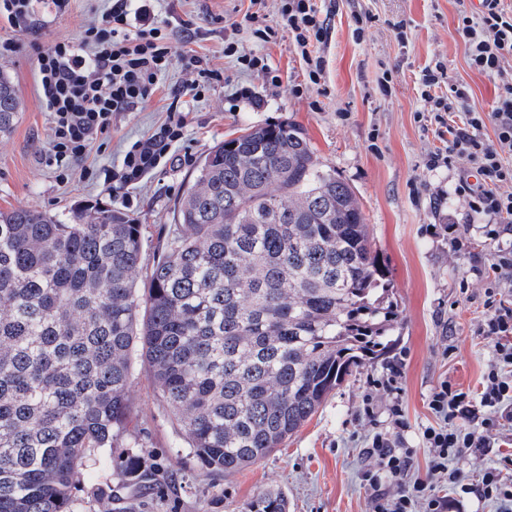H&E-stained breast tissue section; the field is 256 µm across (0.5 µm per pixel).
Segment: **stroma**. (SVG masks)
I'll return each mask as SVG.
<instances>
[{"mask_svg": "<svg viewBox=\"0 0 512 512\" xmlns=\"http://www.w3.org/2000/svg\"><path fill=\"white\" fill-rule=\"evenodd\" d=\"M330 34L320 53L326 61L321 85L295 95L304 68L281 26L279 0H268L259 27L237 31L240 51L266 56L280 82L266 74L243 72L224 55V25L241 19L245 0H156V20L167 23L172 65L158 91L145 104L112 117L111 129L74 164L69 179L44 160L50 149L51 116L38 94L34 46L78 38L101 23L107 0H70L64 12L37 18L17 35L0 21V39L17 38L20 47L0 58L22 111L10 136L0 139V210H46L69 222L81 206H117L137 214L148 226V250H155L173 222V208L186 190L200 158L217 140L248 125L287 121L306 134L317 160L356 191L373 244L389 269L397 318L387 332V353L364 362L331 392L318 412L268 457L227 476L205 469L189 455L182 430L171 419L143 365H135L127 396L130 426L140 469L125 484L113 475L119 448L92 451L76 493V512H248L261 492L278 489L288 512H368L362 474L373 465L368 438L391 427V408L400 404L409 424L404 447L413 449L411 474L425 477L429 455L419 432L433 423L428 396L442 379L475 392L493 360V345L479 330L484 320L487 281L473 265L489 266L496 247L512 249V218L500 223L497 241L486 236L483 219L468 216L466 200L455 192L468 164L462 159L430 168L437 140L423 130L417 113L426 111L419 77L428 64L442 62L452 85L467 86L477 111L494 104V81L468 66L467 48L456 32L461 12L474 0H317ZM368 15L363 39L353 36L354 14ZM192 20L200 36L185 44L177 29ZM196 52L209 71L205 97L190 101L181 139L166 163L132 187L113 178L135 141L169 122L173 96L197 79L186 67ZM390 80V92L378 87ZM253 98L235 100L239 86ZM458 225L463 241L455 248L448 225ZM401 364L399 395L380 381Z\"/></svg>", "mask_w": 512, "mask_h": 512, "instance_id": "stroma-1", "label": "stroma"}]
</instances>
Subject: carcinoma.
<instances>
[{"label": "carcinoma", "instance_id": "obj_1", "mask_svg": "<svg viewBox=\"0 0 512 512\" xmlns=\"http://www.w3.org/2000/svg\"><path fill=\"white\" fill-rule=\"evenodd\" d=\"M21 101L0 74V137ZM144 269L148 225L119 207L61 224L0 210V512H74L88 451L128 448L136 359L209 470L296 433L396 318L355 191L303 130L217 141ZM248 512H288L263 492Z\"/></svg>", "mask_w": 512, "mask_h": 512}]
</instances>
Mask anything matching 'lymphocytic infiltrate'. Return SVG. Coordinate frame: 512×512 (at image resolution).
I'll return each instance as SVG.
<instances>
[{"instance_id": "f902f5d3", "label": "lymphocytic infiltrate", "mask_w": 512, "mask_h": 512, "mask_svg": "<svg viewBox=\"0 0 512 512\" xmlns=\"http://www.w3.org/2000/svg\"><path fill=\"white\" fill-rule=\"evenodd\" d=\"M68 0H0V19L17 32L27 31L36 13L66 8ZM151 0H112L102 24L88 26L80 38L59 41L36 53L39 96L52 117L47 157L62 170L85 157L92 143L112 127V116L137 108L157 89L172 64L170 34L150 22ZM279 15L305 66L307 86L320 85L325 60L318 52L329 37L316 0H280ZM457 32L467 47L470 68L495 81V106L478 112L468 105L465 87L448 84L442 63L425 67L421 97L428 109L418 119L431 130L439 146L430 155L436 167L466 158L478 184L460 179L456 192L467 198L470 212L502 218L512 216V14L501 0H485L482 9L461 13ZM184 117H177L148 139L126 151L118 180L132 185L158 168L180 139ZM493 137H486V127ZM482 332L494 347L476 396L440 381L428 398L437 422L425 427L422 444L432 456L428 476L407 481L410 453L397 452L390 438L374 435L367 452L376 466L363 474L369 512H448V499L479 494L512 512V458L486 468L477 483L453 467L455 459L494 447L502 432H512V303L487 298ZM397 485L395 494L381 487L383 477Z\"/></svg>"}]
</instances>
